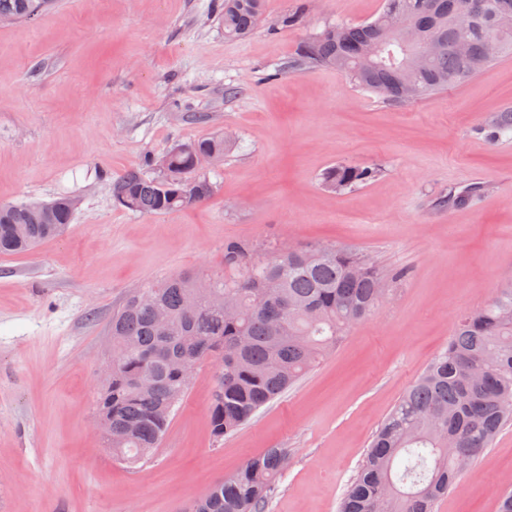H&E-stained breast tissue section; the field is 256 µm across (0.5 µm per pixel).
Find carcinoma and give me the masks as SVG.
Segmentation results:
<instances>
[{"label":"carcinoma","instance_id":"1","mask_svg":"<svg viewBox=\"0 0 512 512\" xmlns=\"http://www.w3.org/2000/svg\"><path fill=\"white\" fill-rule=\"evenodd\" d=\"M461 0H383L380 13L360 25L336 24L306 44L302 58L335 68L362 89L404 101L411 85L424 98L473 77L496 60L486 41L512 27V0H482L483 9L461 31L449 22ZM53 0H0V15L35 17ZM224 36L243 38L264 16V0H223ZM411 20L415 33L439 43L412 62L389 31V19ZM467 42V53L457 51ZM371 42L381 55L366 58ZM497 140L512 134V108L485 126ZM232 143L218 134L177 143L145 166L112 182L113 200L144 217L196 206L213 192L202 172L224 159ZM376 176L373 169L337 164L324 172L326 188L347 192ZM68 196L0 204V255L28 252L62 236L75 219ZM385 275L345 249L316 245L278 251L245 241L224 242L223 264L185 271L131 289L109 323L116 366L93 399L106 423L100 433L112 460L131 468L152 455L191 387L181 364L212 363L215 385L207 409L219 442L320 363L359 320L382 303ZM512 423V276L480 308L462 314L436 355L376 431L340 512H434L455 479ZM288 461L285 448L248 457L215 482L185 512H266Z\"/></svg>","mask_w":512,"mask_h":512}]
</instances>
